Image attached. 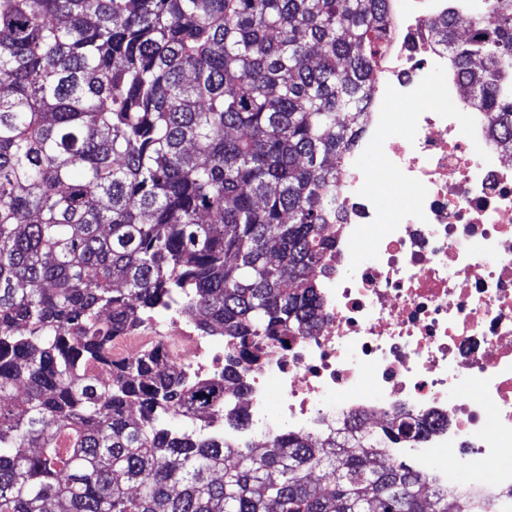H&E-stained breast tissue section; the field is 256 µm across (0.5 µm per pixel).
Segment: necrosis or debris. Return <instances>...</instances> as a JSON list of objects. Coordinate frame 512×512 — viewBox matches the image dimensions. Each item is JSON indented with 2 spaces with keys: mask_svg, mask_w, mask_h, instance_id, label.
<instances>
[{
  "mask_svg": "<svg viewBox=\"0 0 512 512\" xmlns=\"http://www.w3.org/2000/svg\"><path fill=\"white\" fill-rule=\"evenodd\" d=\"M488 0H395L362 132L336 190V246L319 269L321 320L308 335L255 339L235 365L249 424L223 410L184 430L252 445L262 433L325 435L402 414L425 435L380 440V457L432 488L512 512V150L472 108L431 19L482 20ZM397 102L401 111H386ZM406 197L391 212L374 191ZM162 345L188 378L222 379L230 341L171 305L124 344Z\"/></svg>",
  "mask_w": 512,
  "mask_h": 512,
  "instance_id": "4bbe7bcc",
  "label": "necrosis or debris"
}]
</instances>
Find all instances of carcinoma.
<instances>
[{"label":"carcinoma","instance_id":"1","mask_svg":"<svg viewBox=\"0 0 512 512\" xmlns=\"http://www.w3.org/2000/svg\"><path fill=\"white\" fill-rule=\"evenodd\" d=\"M390 2L0 0V512H448L358 424L236 449L172 425L246 426L232 368L112 357L173 300L236 359L316 326ZM456 22L430 26L512 146V0Z\"/></svg>","mask_w":512,"mask_h":512}]
</instances>
